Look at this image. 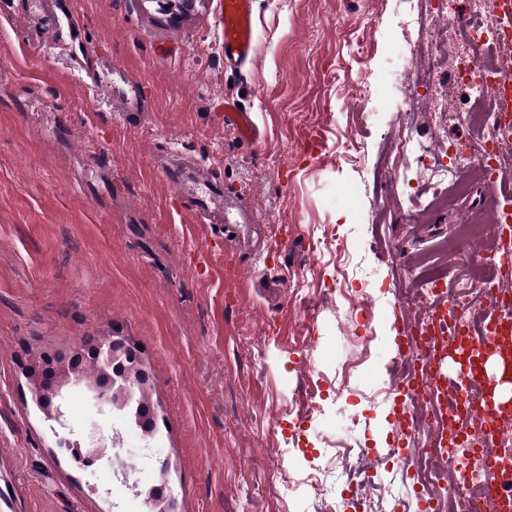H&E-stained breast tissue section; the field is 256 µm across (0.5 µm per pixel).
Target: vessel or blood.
<instances>
[{"label":"vessel or blood","mask_w":512,"mask_h":512,"mask_svg":"<svg viewBox=\"0 0 512 512\" xmlns=\"http://www.w3.org/2000/svg\"><path fill=\"white\" fill-rule=\"evenodd\" d=\"M219 20L224 34V61L241 67L257 60L256 34L253 23V0H219ZM87 84L111 100L115 111L125 113L132 121H140L145 93L137 78L123 72L112 62H105L86 75ZM495 106L499 115L512 121V67L499 69L494 81ZM224 124L241 138L254 139L258 129L251 112L233 104L224 106ZM158 171L165 182L176 189L185 204V211L197 223L210 224L221 220L244 233L256 223L253 211L242 208L236 199L226 197L222 181L197 163L160 157ZM484 203L492 212H500L505 201L512 199V174L488 177L483 183ZM452 308L447 295L436 296L429 307V316L437 322L436 334L445 339L458 334L466 341L455 352H439L433 382L440 390V407L458 404L466 387L474 385L489 389L494 378L489 373V360L500 348L512 349V323L502 319L494 296H485L479 322L459 330L450 320Z\"/></svg>","instance_id":"1"}]
</instances>
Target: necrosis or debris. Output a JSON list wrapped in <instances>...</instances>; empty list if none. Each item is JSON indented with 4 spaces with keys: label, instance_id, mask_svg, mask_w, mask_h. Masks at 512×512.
<instances>
[{
    "label": "necrosis or debris",
    "instance_id": "obj_1",
    "mask_svg": "<svg viewBox=\"0 0 512 512\" xmlns=\"http://www.w3.org/2000/svg\"><path fill=\"white\" fill-rule=\"evenodd\" d=\"M405 23L421 34L414 49L415 56L427 58L430 63L436 60L448 29L446 0H410ZM498 38L497 18L474 13L473 26L465 35L463 49L450 70L451 84L468 99L457 114L480 132L478 138L461 145L456 163H444L441 156L414 144L411 131H404L402 135V146L412 147L431 185L463 191L465 184L460 174L474 165L486 176L512 171V140L503 138L493 109L484 104L491 96L496 65L482 58L479 51L496 45ZM482 266L478 279L460 278L451 284L440 272L431 271L426 275L428 293L447 292L460 326H468L476 320L480 312L478 301L489 293L500 303L502 313L512 316V289L507 286L512 280V271L491 259L483 261ZM382 401L392 407L397 438L408 444V453L396 448L366 451L359 465L342 470L347 483L369 492L370 512H386L385 495L375 494L374 489L378 466L388 458L399 460L400 482L411 488L419 512H491L488 489L497 478L492 467L512 463V417L502 416L496 433L491 435L482 418L459 413L461 437L445 446L437 439L444 419L424 400L408 394L404 383L385 388Z\"/></svg>",
    "mask_w": 512,
    "mask_h": 512
}]
</instances>
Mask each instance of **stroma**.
<instances>
[{
    "label": "stroma",
    "instance_id": "35a3bbf8",
    "mask_svg": "<svg viewBox=\"0 0 512 512\" xmlns=\"http://www.w3.org/2000/svg\"><path fill=\"white\" fill-rule=\"evenodd\" d=\"M408 9L255 0L258 62L233 70L217 0L177 20L155 0H0V512H149L158 484L176 512H320L319 490L288 498L287 480L336 472L342 448L396 446L368 395L404 374L395 328L417 318L404 301L427 267L469 273L443 244L482 208L478 183L438 205L395 149L407 128L436 154L474 133L450 119L444 77L418 111L391 105L417 39ZM62 12L73 30L52 22ZM105 56L144 87L139 126L82 81ZM228 98L258 140L225 127ZM158 152L210 167L260 217L249 238L287 246L254 251L194 223ZM358 322L366 352L341 339ZM107 336L139 352L152 431L96 403L97 373L68 367ZM345 361L344 390L317 393ZM51 366L60 395L43 408ZM92 431L103 457L86 467L71 449Z\"/></svg>",
    "mask_w": 512,
    "mask_h": 512
}]
</instances>
